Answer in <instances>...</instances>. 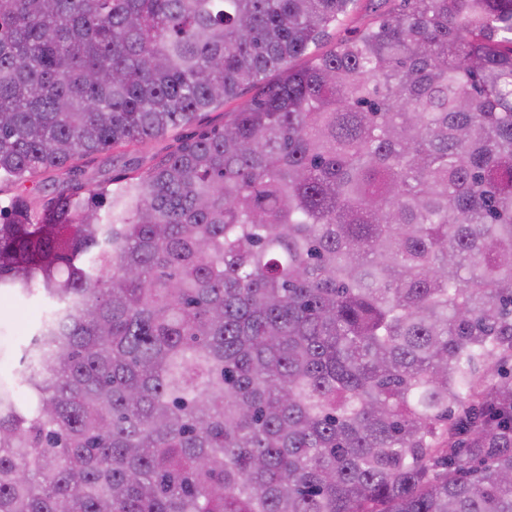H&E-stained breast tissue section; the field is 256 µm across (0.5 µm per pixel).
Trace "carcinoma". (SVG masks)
I'll list each match as a JSON object with an SVG mask.
<instances>
[{"label":"carcinoma","instance_id":"obj_1","mask_svg":"<svg viewBox=\"0 0 512 512\" xmlns=\"http://www.w3.org/2000/svg\"><path fill=\"white\" fill-rule=\"evenodd\" d=\"M355 2L0 0V182L261 86L0 208V512H512V0ZM402 5L401 0H358L349 17L336 30L331 31L329 41L319 46V51L355 38L370 23L387 14L399 12ZM258 92V87H246L234 101L224 105V108L212 109L193 123L180 126L165 137L148 140L136 151L109 150L98 154L89 163L81 180L85 182L89 179L112 189V182L119 181L132 172H146L181 140L194 137L202 130L222 125L225 112H236L250 104ZM42 309L39 298L0 296V375L11 376L19 368L22 347Z\"/></svg>","mask_w":512,"mask_h":512}]
</instances>
